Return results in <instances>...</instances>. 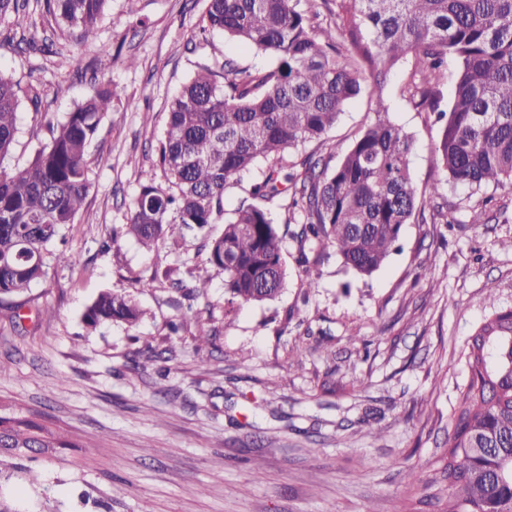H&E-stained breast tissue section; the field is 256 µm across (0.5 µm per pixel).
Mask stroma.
I'll return each instance as SVG.
<instances>
[{
  "mask_svg": "<svg viewBox=\"0 0 512 512\" xmlns=\"http://www.w3.org/2000/svg\"><path fill=\"white\" fill-rule=\"evenodd\" d=\"M204 12L205 0H111L86 47L50 16L0 20V71L41 91L39 107L20 103L5 168L47 146L48 124L95 86L119 92L66 231L74 266L50 265L22 297H0V402L76 442L53 458L0 456V512H443L448 490L432 477L470 380L461 351L485 315L482 297L512 308V249L502 245L512 192L494 190L491 221L473 224L482 193L445 186L457 223L406 225L369 277L328 252L312 290L287 199L264 201L286 284L272 301L228 307L200 240L148 253L123 233L182 84L228 58L274 65L224 34L201 35ZM411 69L400 64L386 93L415 140L409 165L422 190L444 173L434 115L402 94ZM371 118L360 95L326 134V152L341 158ZM173 277L209 285L190 302ZM141 279L152 288L140 290ZM104 290L133 295L140 322L88 328L83 312Z\"/></svg>",
  "mask_w": 512,
  "mask_h": 512,
  "instance_id": "1",
  "label": "stroma"
}]
</instances>
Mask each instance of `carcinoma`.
<instances>
[{
  "mask_svg": "<svg viewBox=\"0 0 512 512\" xmlns=\"http://www.w3.org/2000/svg\"><path fill=\"white\" fill-rule=\"evenodd\" d=\"M43 6L92 43L109 0H0V19L30 3ZM203 31H218L272 55L275 66L255 71L234 59L223 70L202 67L172 98L158 165L141 171L129 204L125 234L150 250L201 237L207 263L224 272L227 304H258L285 286L280 236L258 204L289 197L300 250L336 249L343 264L370 276L395 249L404 225L425 218L445 224L452 212L433 203L443 183L418 192L409 155L412 136L394 122L388 78L413 59L406 92L414 106L442 123L433 143L438 165L452 184L479 192L512 188V0H206ZM456 62L449 111L440 109L448 60ZM369 89L373 120L331 167L313 153L291 170L285 153L319 141L346 105ZM22 88L0 74V296L18 295L39 282L51 262L69 263L64 241L90 187L87 148L112 114L114 88H97L52 129L51 142L25 166L5 169L18 135ZM267 163L263 179L242 199L223 232L224 192L243 171ZM195 298L208 280L186 289ZM483 322L465 344L470 382L451 420L440 479L448 483L446 512H512V309L492 294ZM144 315L124 291L100 292L83 320L135 326ZM30 420L0 415V452L60 448Z\"/></svg>",
  "mask_w": 512,
  "mask_h": 512,
  "instance_id": "cac0c4a2",
  "label": "carcinoma"
}]
</instances>
